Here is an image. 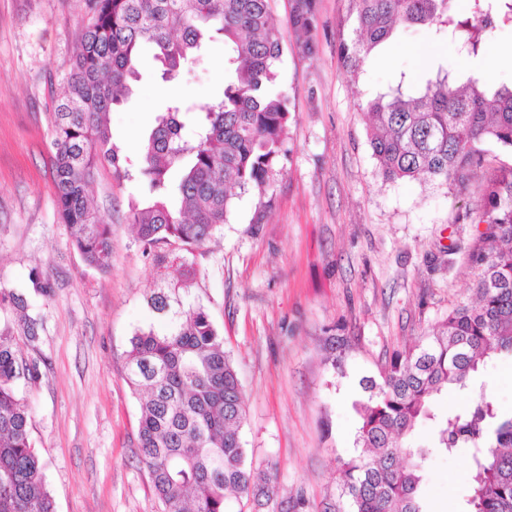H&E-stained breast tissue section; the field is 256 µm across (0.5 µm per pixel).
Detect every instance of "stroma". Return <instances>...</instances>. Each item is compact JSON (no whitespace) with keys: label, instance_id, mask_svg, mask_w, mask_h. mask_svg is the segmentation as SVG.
<instances>
[{"label":"stroma","instance_id":"obj_1","mask_svg":"<svg viewBox=\"0 0 512 512\" xmlns=\"http://www.w3.org/2000/svg\"><path fill=\"white\" fill-rule=\"evenodd\" d=\"M314 3L317 22L306 35L290 24L291 0H273L287 158L265 195L236 198L222 230L184 256L195 275L179 297L203 308L223 336L245 394L247 463L270 473L278 491L268 506L230 500L232 512H347L342 471L357 453L361 379L379 378L393 352L409 351L475 296L468 250L477 179L384 181L367 101L403 75L423 83L447 58L460 76L512 82L511 24L496 26L474 59L457 57L428 29L400 30L353 74L340 53L355 27L349 0ZM85 16V0H0V288L23 289L34 270L52 285L50 299L31 300L37 341L17 338L16 351L39 365L38 381L20 394L57 512H161L138 460L140 409L125 376L134 333L167 323L148 305L165 270L126 219L144 194L106 166L91 180L90 197L112 220V268L101 273L82 260L53 190L50 117ZM306 38L310 56L299 49ZM153 53L142 48L134 93L108 116L113 144L134 162L171 92L207 102L224 90L221 36L171 83ZM485 392L512 412L511 357L488 361L470 390L449 391L433 410L461 411ZM470 475L466 451L434 453L423 484L429 512H460Z\"/></svg>","mask_w":512,"mask_h":512}]
</instances>
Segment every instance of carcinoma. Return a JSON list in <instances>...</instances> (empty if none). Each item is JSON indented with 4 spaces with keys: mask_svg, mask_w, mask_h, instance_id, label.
<instances>
[{
    "mask_svg": "<svg viewBox=\"0 0 512 512\" xmlns=\"http://www.w3.org/2000/svg\"><path fill=\"white\" fill-rule=\"evenodd\" d=\"M354 37L342 47L358 69L400 28L433 27L456 53L478 56L498 18L512 21V0H471L472 15H448V0H350ZM292 26L315 27L314 0H293ZM224 36L227 82L221 98L193 104L168 101L146 137L137 166L149 201L129 204V223L144 251L160 263L174 247L191 252L213 238L233 208L234 189L263 186L286 155L288 96L280 88L279 31L270 0H86V20L63 92L52 113L53 185L58 214L86 265L112 266V229L91 203L87 186L104 161L117 180L133 177L120 164L104 120L133 93L135 62L145 44L165 80L199 55L208 34ZM372 155L385 181L463 182L485 167L481 144L512 151V85L489 87L479 74L458 83L453 63L439 64L425 85L405 79L369 101ZM478 231L469 254L476 299L456 305L412 352L394 353L380 379L362 380L355 404L360 452L344 464L349 512H427L424 463L433 451H468L472 491L464 512H512V414L485 395L440 421L434 448L409 437L436 419L433 401L465 389L485 360L512 356V166L485 174ZM27 288L45 299L51 285L38 273ZM151 307L170 315L166 331H137L126 354V380L140 418V462L163 512H226L228 495L266 505L274 479L247 466L241 442L246 410L224 336L208 313L174 304L160 292ZM22 292L0 288V312L13 323L0 330V512H56L43 465L30 442L32 411L19 388L34 382L36 364L19 361L14 336L33 342L39 319Z\"/></svg>",
    "mask_w": 512,
    "mask_h": 512,
    "instance_id": "obj_1",
    "label": "carcinoma"
}]
</instances>
